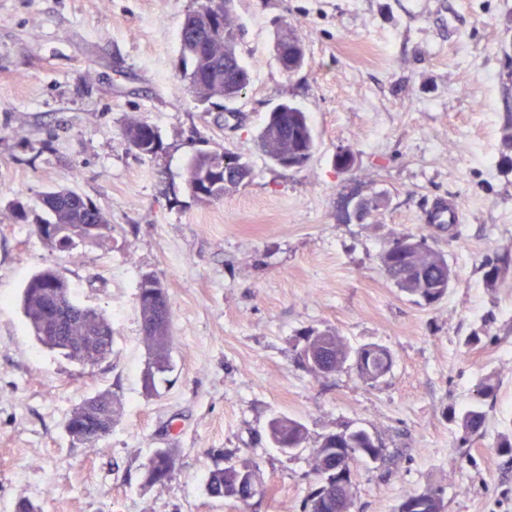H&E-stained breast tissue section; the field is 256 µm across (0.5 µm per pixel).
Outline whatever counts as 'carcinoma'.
<instances>
[{
    "instance_id": "carcinoma-1",
    "label": "carcinoma",
    "mask_w": 512,
    "mask_h": 512,
    "mask_svg": "<svg viewBox=\"0 0 512 512\" xmlns=\"http://www.w3.org/2000/svg\"><path fill=\"white\" fill-rule=\"evenodd\" d=\"M244 30L238 24L234 10L214 14L207 10V0L187 16L179 33L181 51L190 58L191 68L184 72L189 87L202 100L213 98L228 103L236 101L250 82L249 68L240 58ZM129 143L139 155L155 154L159 142L155 128L145 122L132 120L125 128ZM256 148L271 161L287 160L301 168L312 158L316 137L304 112L290 108L275 110L256 137ZM252 174L251 164L239 155L226 152H203L189 163L188 189L199 202L208 204L224 198L229 190L243 184ZM42 204L48 218L42 220L40 231L52 236L70 231L81 240L102 244L113 230L108 218L88 199L65 188H54L43 194ZM93 226L96 232L82 231ZM421 248L403 254L388 248L380 256V266L388 279L402 291L418 297L430 306L448 292L452 279L444 255L432 248L423 236L415 237ZM139 308L142 334L150 353L151 372L146 387L154 386V374L171 368L172 302L166 285L152 274L142 275L139 282ZM23 315L36 341L61 352L83 365L95 366L112 353V323L102 313L79 304L67 288L63 274L46 269L32 274L26 281L22 296ZM308 352L337 370L350 358L351 351L334 333H308L299 350V357ZM390 352L380 346L361 348L356 352V366L367 381L380 379L379 371L391 368ZM121 401L110 392H99L90 400L75 407L66 422L72 440L92 446L100 437L98 432L113 424L119 415ZM485 413L477 406L464 411L461 427L467 434L479 432ZM271 442L283 453L299 448L306 440L303 424L288 417H277L269 424ZM340 448H349L352 462L364 458L373 448L371 435L363 429L326 436L314 452L313 471L318 486L304 502V512H350L353 500L352 483L338 488L327 484L336 462L343 461ZM177 464L174 449L156 450L143 466V479L148 485H162L173 476ZM260 472L259 464L245 460L212 471L205 483L206 494L212 498H233L244 501L239 492L251 476ZM423 504L421 512H444L440 494L428 492L410 494L399 506L405 512L413 499Z\"/></svg>"
}]
</instances>
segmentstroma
Instances as JSON below:
<instances>
[{"label": "stroma", "mask_w": 512, "mask_h": 512, "mask_svg": "<svg viewBox=\"0 0 512 512\" xmlns=\"http://www.w3.org/2000/svg\"><path fill=\"white\" fill-rule=\"evenodd\" d=\"M196 0H0V512L18 496L43 512H303L313 451L365 428L381 461L352 469L353 512H397L441 492L444 512H512V0H236L250 85L227 112L182 76L179 32ZM302 36L307 63L284 74L274 34ZM306 113L317 149L301 168L257 153L270 110ZM154 126L140 156L130 119ZM249 158L250 180L198 202L188 163L201 152ZM353 164L338 169V153ZM75 191L114 227L104 247L70 253L36 232L53 187ZM383 198L344 222L351 191ZM22 202L25 220L15 219ZM458 213L434 223L436 205ZM426 236L455 278L431 306L397 288L378 256ZM507 259L496 287L487 259ZM59 270L77 300L112 321V353L81 367L41 347L20 308L34 271ZM160 277L172 301L173 367L144 386L138 283ZM393 355L376 384L354 361L313 372L297 355L309 331ZM492 381V397L478 390ZM122 411L94 446L65 429L85 398ZM477 405L483 430L459 419ZM286 416L306 440L276 448ZM157 448L177 451L170 481L148 485ZM259 463L265 492L208 497L209 473ZM271 442L283 453L288 454L300 448L306 440V429L303 424L288 417L274 418L269 424Z\"/></svg>", "instance_id": "1"}]
</instances>
